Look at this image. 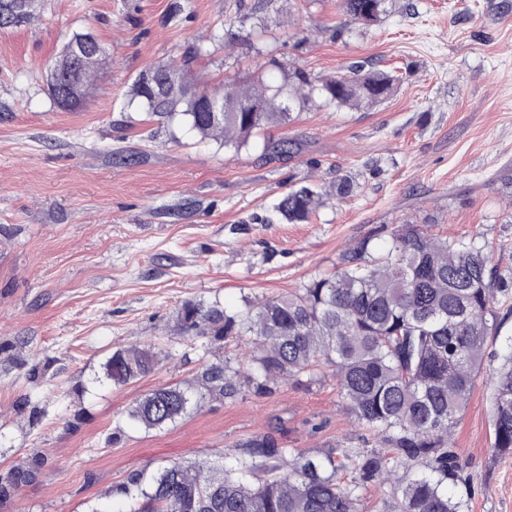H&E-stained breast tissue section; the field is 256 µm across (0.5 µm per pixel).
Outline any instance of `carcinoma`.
<instances>
[{
  "mask_svg": "<svg viewBox=\"0 0 512 512\" xmlns=\"http://www.w3.org/2000/svg\"><path fill=\"white\" fill-rule=\"evenodd\" d=\"M388 0H343L348 22L380 23ZM205 55L195 47L178 63L153 72L170 74L164 97L138 78L130 102L158 118L181 117L200 137L224 138V146L246 145L258 131L284 125L293 113L313 108H371L395 89L397 76L353 63L330 78L304 69L271 83L262 78L200 90L188 78ZM236 103L239 112L217 119L200 111L194 95ZM324 191L289 190L274 205L267 223L307 221ZM512 296V274L492 264L487 245L457 243L416 224L394 229L379 251L365 239L343 258V267L316 278L299 292L269 297L240 311L218 303L186 302L177 311L181 336H207L214 344L250 338L247 366L212 362L197 376L194 394L178 386L158 387L136 402L131 417L147 429L187 412L191 400L234 398L247 389L274 392L321 367L335 370L336 385L354 419L373 432L387 453L354 460L350 480L342 477L346 450L315 453L283 448L270 435L237 444L240 468L172 463L149 478L131 479L122 493L130 512H362L358 491L379 485L383 512H461L448 495L457 477L453 437L460 414L485 356L498 333L497 297ZM160 362L152 345L117 350L105 364L107 378L126 384L152 373ZM493 447L512 450V345L501 355L491 380ZM29 478L16 470L0 477V497Z\"/></svg>",
  "mask_w": 512,
  "mask_h": 512,
  "instance_id": "cac0c4a2",
  "label": "carcinoma"
}]
</instances>
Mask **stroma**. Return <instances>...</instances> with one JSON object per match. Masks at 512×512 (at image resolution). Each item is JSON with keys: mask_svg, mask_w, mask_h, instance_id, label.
<instances>
[{"mask_svg": "<svg viewBox=\"0 0 512 512\" xmlns=\"http://www.w3.org/2000/svg\"><path fill=\"white\" fill-rule=\"evenodd\" d=\"M253 0H37L29 25L0 30V476L30 471L0 512H127L120 486L179 462L224 464L247 438L286 448L378 451L346 410L331 373L274 393L208 399L160 429L130 418L162 385L188 386L218 358L209 338L174 333L187 301L231 310L293 291L339 269L362 240L380 245L402 224L451 241L479 237L512 271V0H389L379 24L337 34L341 0H278L266 17L272 54L220 36ZM105 48L76 112L56 108L47 66L74 34ZM208 55L191 76L214 89L267 65L333 75L361 63L395 71L393 96L370 109H312L240 150L130 107L138 75ZM290 139L295 154L266 156ZM130 155L134 165H116ZM328 196L302 224L264 223L292 185ZM489 339L460 415L457 480L463 512H512V451L493 446L490 380L512 338V298ZM150 344L156 370L116 385L113 352Z\"/></svg>", "mask_w": 512, "mask_h": 512, "instance_id": "35a3bbf8", "label": "stroma"}]
</instances>
